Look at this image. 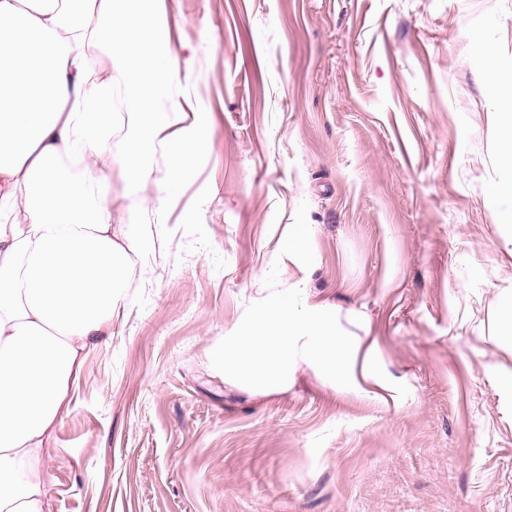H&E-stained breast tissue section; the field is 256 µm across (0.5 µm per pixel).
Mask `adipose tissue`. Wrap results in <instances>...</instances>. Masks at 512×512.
I'll return each instance as SVG.
<instances>
[{
  "mask_svg": "<svg viewBox=\"0 0 512 512\" xmlns=\"http://www.w3.org/2000/svg\"><path fill=\"white\" fill-rule=\"evenodd\" d=\"M179 80L164 0H0V512H51L50 443L119 318L137 226L209 146L188 96L155 106ZM218 360L253 396L288 391L302 365L360 397L384 381L374 345L300 282L259 297Z\"/></svg>",
  "mask_w": 512,
  "mask_h": 512,
  "instance_id": "adipose-tissue-1",
  "label": "adipose tissue"
}]
</instances>
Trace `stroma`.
I'll list each match as a JSON object with an SVG mask.
<instances>
[{"instance_id": "stroma-1", "label": "stroma", "mask_w": 512, "mask_h": 512, "mask_svg": "<svg viewBox=\"0 0 512 512\" xmlns=\"http://www.w3.org/2000/svg\"><path fill=\"white\" fill-rule=\"evenodd\" d=\"M211 147L147 215L124 316L70 391L51 512H512V225L493 46L512 0H167ZM312 233L281 259L289 225ZM307 281L388 387L300 367L253 398L216 357L259 293ZM495 59L496 56L494 50L491 47L486 48L482 65V76L488 85L497 89L502 96L511 101L512 84H505L502 81L499 67Z\"/></svg>"}]
</instances>
